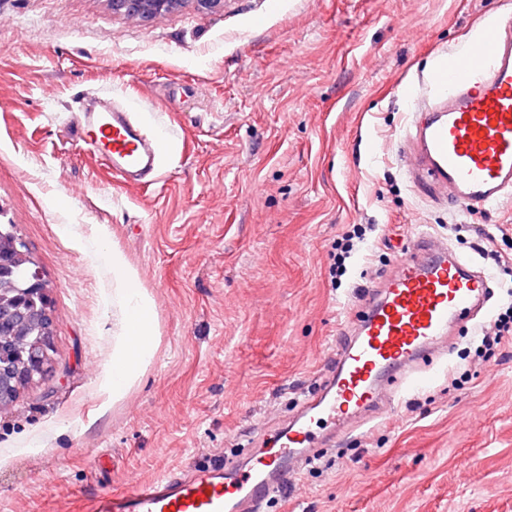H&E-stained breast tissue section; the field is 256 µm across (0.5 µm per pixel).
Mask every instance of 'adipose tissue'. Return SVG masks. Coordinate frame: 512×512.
<instances>
[{
  "label": "adipose tissue",
  "mask_w": 512,
  "mask_h": 512,
  "mask_svg": "<svg viewBox=\"0 0 512 512\" xmlns=\"http://www.w3.org/2000/svg\"><path fill=\"white\" fill-rule=\"evenodd\" d=\"M109 261L117 274L114 294L125 311L124 325L116 336L112 369L105 387L112 400H119L151 364L155 352L153 304L139 288L136 277L116 254Z\"/></svg>",
  "instance_id": "1"
}]
</instances>
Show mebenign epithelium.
<instances>
[{
  "instance_id": "7a95c632",
  "label": "benign epithelium",
  "mask_w": 512,
  "mask_h": 512,
  "mask_svg": "<svg viewBox=\"0 0 512 512\" xmlns=\"http://www.w3.org/2000/svg\"><path fill=\"white\" fill-rule=\"evenodd\" d=\"M107 3L112 14L142 21L180 10L188 3L199 12L224 7V0H107ZM28 260L29 251L19 237L12 239L8 247H0V282L11 279L14 270ZM34 326L41 329L42 336L29 347L25 359L15 360L11 352L24 341L26 330ZM54 329L49 288L40 270L31 267L22 287L13 289L9 296L0 294V408L12 405L21 388L48 376Z\"/></svg>"
}]
</instances>
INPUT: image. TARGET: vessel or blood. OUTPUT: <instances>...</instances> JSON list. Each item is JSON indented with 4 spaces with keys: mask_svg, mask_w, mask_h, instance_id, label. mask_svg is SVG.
Masks as SVG:
<instances>
[{
    "mask_svg": "<svg viewBox=\"0 0 512 512\" xmlns=\"http://www.w3.org/2000/svg\"><path fill=\"white\" fill-rule=\"evenodd\" d=\"M406 177L413 188L463 213H480L512 197V18L487 27L467 49L436 65L411 94ZM77 143L105 158L123 182L158 173L162 145L111 99L94 97L75 115ZM490 272L475 267L438 236L416 234L392 272L364 291L362 310L336 347V366L305 412L278 428L271 447L248 466L225 472L175 469L160 479L99 496L95 512H256L313 458L311 425L330 438L396 414L391 377L409 386L434 380L419 373L446 351L453 330L487 316Z\"/></svg>",
    "mask_w": 512,
    "mask_h": 512,
    "instance_id": "b4317fda",
    "label": "vessel or blood"
}]
</instances>
